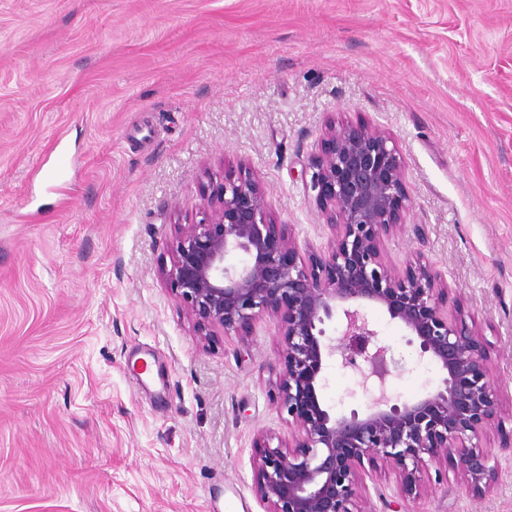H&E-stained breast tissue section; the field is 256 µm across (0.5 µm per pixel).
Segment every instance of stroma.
<instances>
[{
    "mask_svg": "<svg viewBox=\"0 0 512 512\" xmlns=\"http://www.w3.org/2000/svg\"><path fill=\"white\" fill-rule=\"evenodd\" d=\"M331 117L395 138L425 240L387 256L423 252L461 294L512 416V0H0V512H264L280 341L200 340L161 271L205 173L242 159L300 254L324 249L301 170ZM367 314L392 392L433 391L440 366ZM325 378L326 406L365 409L357 373ZM500 442L486 497L452 477L414 512H512Z\"/></svg>",
    "mask_w": 512,
    "mask_h": 512,
    "instance_id": "stroma-1",
    "label": "stroma"
}]
</instances>
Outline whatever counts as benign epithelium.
<instances>
[{
    "mask_svg": "<svg viewBox=\"0 0 512 512\" xmlns=\"http://www.w3.org/2000/svg\"><path fill=\"white\" fill-rule=\"evenodd\" d=\"M301 175L329 231L324 250L299 256L275 223L251 165L207 175L196 217L175 226L171 268L162 271L201 338L220 331L242 339L264 319L280 338L282 373L274 401L293 427L291 446L255 440V487L264 512H365L366 479L387 468L402 503L423 481L453 471L482 495L497 479L482 444L495 427L502 392L491 380L490 343L451 299L442 273L421 254L393 265L385 241L404 232L412 210L405 165L393 138L362 120L326 125ZM398 321L445 372L437 388L413 401L388 391L399 362L378 341L365 309ZM340 320L339 334L326 324ZM359 373L366 409L336 414L321 398L326 361ZM435 473H430V468Z\"/></svg>",
    "mask_w": 512,
    "mask_h": 512,
    "instance_id": "benign-epithelium-1",
    "label": "benign epithelium"
}]
</instances>
